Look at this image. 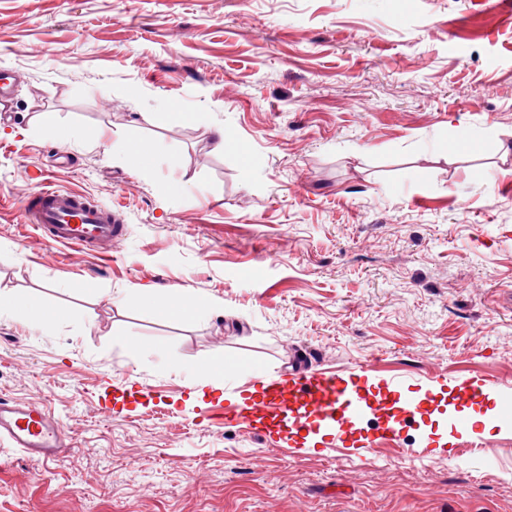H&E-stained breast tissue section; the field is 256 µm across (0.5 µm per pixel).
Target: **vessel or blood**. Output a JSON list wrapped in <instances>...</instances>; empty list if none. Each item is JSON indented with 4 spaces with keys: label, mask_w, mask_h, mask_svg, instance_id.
<instances>
[{
    "label": "vessel or blood",
    "mask_w": 512,
    "mask_h": 512,
    "mask_svg": "<svg viewBox=\"0 0 512 512\" xmlns=\"http://www.w3.org/2000/svg\"><path fill=\"white\" fill-rule=\"evenodd\" d=\"M24 219L50 244L76 248L81 252L111 254L125 227L106 206L82 192L41 188L27 195ZM379 376L376 364H367L348 373L319 369H291L287 376L270 380L265 395L242 401L232 407L214 402L211 423L232 425L241 420L254 423L256 430L279 423L285 430L281 443L294 445L305 426L324 427L333 446L349 445L347 427L361 418L367 407L361 391L368 379ZM456 397L469 403L495 388L493 380L468 375L453 377ZM36 454L45 461H58L73 442L62 424L39 405L22 404L0 396V441Z\"/></svg>",
    "instance_id": "vessel-or-blood-1"
}]
</instances>
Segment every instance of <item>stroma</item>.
Listing matches in <instances>:
<instances>
[{
	"mask_svg": "<svg viewBox=\"0 0 512 512\" xmlns=\"http://www.w3.org/2000/svg\"><path fill=\"white\" fill-rule=\"evenodd\" d=\"M1 71L20 82L0 115V290L65 314L45 332L0 317V396L45 406L75 446L57 464L0 449V512H512L496 393L421 405L401 432L420 461L294 456L245 424L195 425L190 400L217 360L241 395L292 358L376 361L412 394L439 369L512 384L500 10L0 0ZM46 184L118 209L111 257L23 225ZM170 287L197 318L151 303ZM145 385L160 397L116 402Z\"/></svg>",
	"mask_w": 512,
	"mask_h": 512,
	"instance_id": "1",
	"label": "stroma"
}]
</instances>
